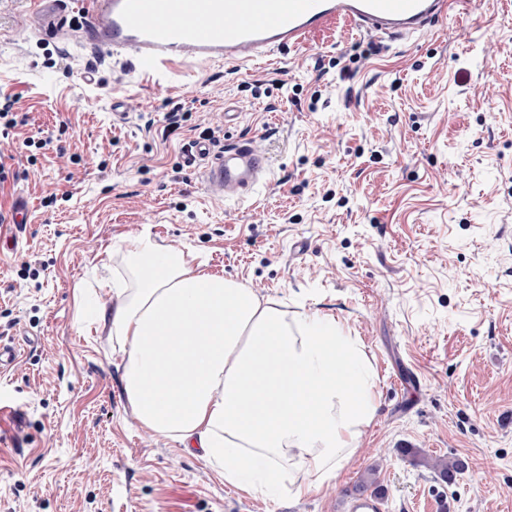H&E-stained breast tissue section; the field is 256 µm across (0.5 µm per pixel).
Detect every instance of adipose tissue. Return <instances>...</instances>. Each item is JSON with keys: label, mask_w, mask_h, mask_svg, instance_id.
I'll return each instance as SVG.
<instances>
[{"label": "adipose tissue", "mask_w": 512, "mask_h": 512, "mask_svg": "<svg viewBox=\"0 0 512 512\" xmlns=\"http://www.w3.org/2000/svg\"><path fill=\"white\" fill-rule=\"evenodd\" d=\"M98 304L139 425L201 455L226 484L299 499L334 486L376 412L375 379L334 316L140 238Z\"/></svg>", "instance_id": "1"}]
</instances>
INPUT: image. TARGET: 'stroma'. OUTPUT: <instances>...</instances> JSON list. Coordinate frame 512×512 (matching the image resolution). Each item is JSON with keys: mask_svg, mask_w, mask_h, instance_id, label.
<instances>
[{"mask_svg": "<svg viewBox=\"0 0 512 512\" xmlns=\"http://www.w3.org/2000/svg\"><path fill=\"white\" fill-rule=\"evenodd\" d=\"M29 12L0 0L17 121L0 134V344L18 352L0 368V512H348L371 474L382 512H512V0H454L406 36L337 23L160 79L116 61L91 82ZM206 128L265 155L254 194L207 188L185 155ZM145 233L359 339L377 411L334 487L250 494L140 428L74 290L112 303L101 282ZM430 458L466 468L448 483Z\"/></svg>", "mask_w": 512, "mask_h": 512, "instance_id": "1", "label": "stroma"}]
</instances>
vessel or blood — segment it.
Listing matches in <instances>:
<instances>
[{
    "label": "vessel or blood",
    "mask_w": 512,
    "mask_h": 512,
    "mask_svg": "<svg viewBox=\"0 0 512 512\" xmlns=\"http://www.w3.org/2000/svg\"><path fill=\"white\" fill-rule=\"evenodd\" d=\"M30 8L62 44L78 42L101 61L128 57L154 72L186 60L262 59L339 19L370 32H423L447 15L448 0H31ZM189 158L228 199L249 196L268 173L250 140L218 151L198 140Z\"/></svg>",
    "instance_id": "vessel-or-blood-1"
}]
</instances>
